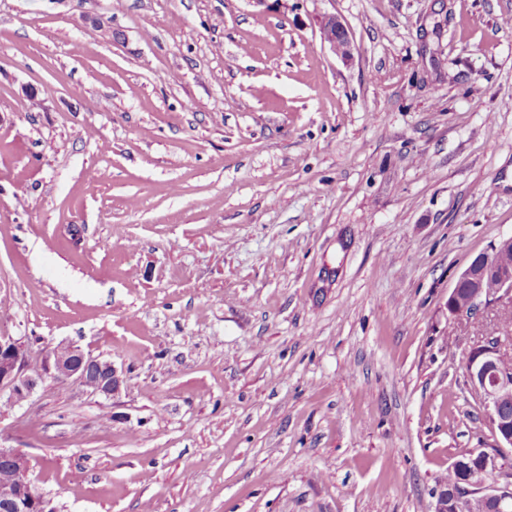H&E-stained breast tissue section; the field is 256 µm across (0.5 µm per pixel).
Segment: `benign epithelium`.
I'll return each instance as SVG.
<instances>
[{
    "instance_id": "1",
    "label": "benign epithelium",
    "mask_w": 512,
    "mask_h": 512,
    "mask_svg": "<svg viewBox=\"0 0 512 512\" xmlns=\"http://www.w3.org/2000/svg\"><path fill=\"white\" fill-rule=\"evenodd\" d=\"M321 41L335 55L347 60L352 42L346 26L336 17L323 19ZM512 235L501 239L491 252L481 254L459 275L448 295V315L469 319L496 300L512 305ZM493 277L497 292L489 294L485 283ZM468 290L459 296L460 286ZM512 352L509 336H486L463 358V367L471 388L486 409L496 444L492 448H474L470 457L474 466L457 487L437 486L433 490V512H468L493 506L491 512H512V368L503 361ZM64 379L106 399L121 393L126 378L114 361L94 356L74 343H60L47 350L35 374H28V356L11 336H0V395L11 405L26 401L38 382ZM0 512H52L48 501L37 493L29 478V462L14 448H0Z\"/></svg>"
}]
</instances>
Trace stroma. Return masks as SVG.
Segmentation results:
<instances>
[{"instance_id": "stroma-1", "label": "stroma", "mask_w": 512, "mask_h": 512, "mask_svg": "<svg viewBox=\"0 0 512 512\" xmlns=\"http://www.w3.org/2000/svg\"><path fill=\"white\" fill-rule=\"evenodd\" d=\"M509 235L512 0H0V336L126 376L0 400L54 512H432ZM320 35L322 43L326 44L335 55L343 60L351 57L353 47L348 30L336 16H327L323 19ZM512 256V235L502 238L491 253H482L477 262H471L459 275L454 288L448 295V315L453 319H470L491 301L503 302L510 308L512 304V263L507 258ZM511 261V257H510ZM497 281V292L494 295ZM487 281V283H486ZM486 283V288H485ZM465 285L466 288L460 286ZM468 290L467 297L458 294ZM488 288V291H487ZM494 299V300H492Z\"/></svg>"}]
</instances>
